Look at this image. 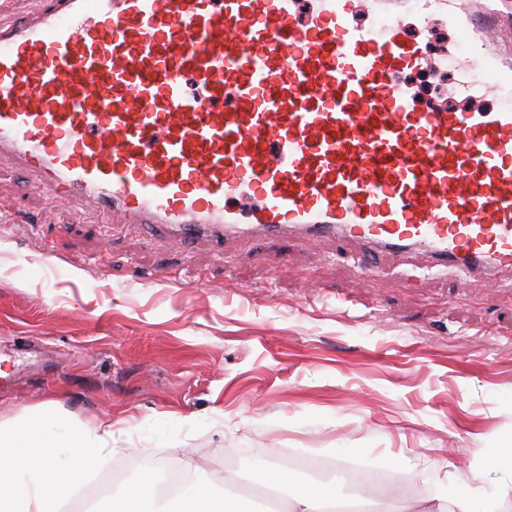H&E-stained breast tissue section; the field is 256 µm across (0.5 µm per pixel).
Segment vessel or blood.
Returning <instances> with one entry per match:
<instances>
[{"label":"vessel or blood","mask_w":512,"mask_h":512,"mask_svg":"<svg viewBox=\"0 0 512 512\" xmlns=\"http://www.w3.org/2000/svg\"><path fill=\"white\" fill-rule=\"evenodd\" d=\"M411 17L463 52L433 58ZM497 43L461 0H0V164L188 246L338 242L490 282L512 269ZM422 68L501 103L418 108L400 77ZM425 36L429 43L432 42L434 49H441L445 46L449 51L458 52V48H462V38L449 31L440 20H437L432 24L429 31L425 33ZM454 44L458 48H456Z\"/></svg>","instance_id":"b4317fda"}]
</instances>
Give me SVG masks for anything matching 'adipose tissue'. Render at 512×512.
Returning <instances> with one entry per match:
<instances>
[{"mask_svg": "<svg viewBox=\"0 0 512 512\" xmlns=\"http://www.w3.org/2000/svg\"><path fill=\"white\" fill-rule=\"evenodd\" d=\"M61 417L52 405L36 407L21 420L0 422V512H59L89 475L104 468L116 452V429L67 426L60 434L53 425ZM71 448L61 458L62 448ZM486 465L448 474V490L430 499L424 510L403 502L400 512H489L491 500L512 496V443L486 449ZM155 474L130 491L111 495L107 512H249L234 493L215 497L201 486L163 495Z\"/></svg>", "mask_w": 512, "mask_h": 512, "instance_id": "obj_1", "label": "adipose tissue"}]
</instances>
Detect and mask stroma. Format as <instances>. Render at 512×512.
Instances as JSON below:
<instances>
[{
    "label": "stroma",
    "instance_id": "obj_1",
    "mask_svg": "<svg viewBox=\"0 0 512 512\" xmlns=\"http://www.w3.org/2000/svg\"><path fill=\"white\" fill-rule=\"evenodd\" d=\"M51 404L121 428L120 490L248 453L483 465L512 439V271L494 283L323 244L155 241L0 167V421Z\"/></svg>",
    "mask_w": 512,
    "mask_h": 512
}]
</instances>
